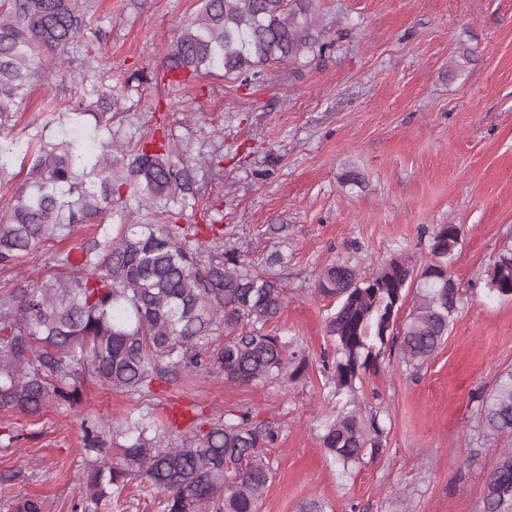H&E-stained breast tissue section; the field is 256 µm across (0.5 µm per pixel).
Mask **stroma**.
Segmentation results:
<instances>
[{"mask_svg": "<svg viewBox=\"0 0 512 512\" xmlns=\"http://www.w3.org/2000/svg\"><path fill=\"white\" fill-rule=\"evenodd\" d=\"M95 31L60 67L54 91L81 103L88 79L119 87L112 133L134 146L164 128L189 151L198 205L181 224L224 226V251L272 268L285 289L277 333L309 356L305 379L237 385L181 375L162 407L205 416L250 411L279 430L274 474L257 512H482L496 454L476 397L512 367V297L490 293L495 258L512 248V0H313L317 43L299 63L264 67L242 85L220 72L186 87L163 76L165 57L201 0H84ZM440 224L463 233L453 275L462 303L419 374L383 353L356 384L362 416L380 411L384 450L341 472L320 442L339 404L320 371L330 343L316 281L330 263L360 272L400 253L429 257ZM68 241L48 240L20 266H0V292L55 275ZM74 405L37 417L0 412V512L36 496L44 512H74L97 454L84 421L112 433L139 404L84 383Z\"/></svg>", "mask_w": 512, "mask_h": 512, "instance_id": "stroma-1", "label": "stroma"}]
</instances>
